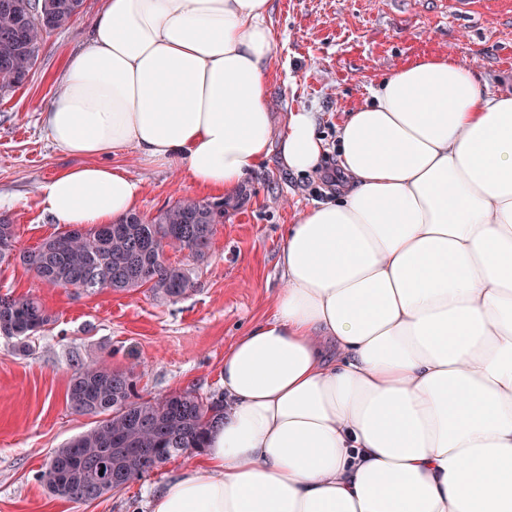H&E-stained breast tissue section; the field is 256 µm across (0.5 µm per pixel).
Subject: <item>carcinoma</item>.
Here are the masks:
<instances>
[{"mask_svg":"<svg viewBox=\"0 0 512 512\" xmlns=\"http://www.w3.org/2000/svg\"><path fill=\"white\" fill-rule=\"evenodd\" d=\"M85 0H0V92L20 87L35 65L45 36L68 25ZM224 203L184 199L152 218L127 214L100 227L69 228L32 249L17 248L14 224L0 216V264L20 262L43 282L95 294L144 286L175 302L194 287L190 272L169 262L167 251L201 258ZM50 321L32 296H0V335L23 340ZM77 414L96 424L54 451L41 474L48 491L93 501L113 490L106 476L125 486L186 451L198 453L224 418L223 400L205 402L191 392L161 399L134 396L133 369L116 370L103 360L78 365L67 394Z\"/></svg>","mask_w":512,"mask_h":512,"instance_id":"cac0c4a2","label":"carcinoma"}]
</instances>
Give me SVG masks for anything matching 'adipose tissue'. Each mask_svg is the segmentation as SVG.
<instances>
[{"label":"adipose tissue","instance_id":"adipose-tissue-1","mask_svg":"<svg viewBox=\"0 0 512 512\" xmlns=\"http://www.w3.org/2000/svg\"><path fill=\"white\" fill-rule=\"evenodd\" d=\"M270 0H103L41 122L82 158L64 228L133 212L111 156L235 193L271 152L347 185L288 225L273 312L224 352V420L150 512H512V94L457 59L383 79L327 142L272 138Z\"/></svg>","mask_w":512,"mask_h":512}]
</instances>
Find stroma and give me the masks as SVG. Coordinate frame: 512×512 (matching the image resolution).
<instances>
[{"label": "stroma", "mask_w": 512, "mask_h": 512, "mask_svg": "<svg viewBox=\"0 0 512 512\" xmlns=\"http://www.w3.org/2000/svg\"><path fill=\"white\" fill-rule=\"evenodd\" d=\"M102 6L86 0L76 19L47 36L28 80L0 95V214L11 220L19 248L59 231L42 210L39 188L78 160L53 145L40 112ZM269 23L266 104L277 135L288 112L305 108L316 112L319 133L335 140L337 126L366 103L371 87L425 56L458 59L491 90L512 92V10L505 8L460 17L450 0H272ZM118 162L142 185L138 214L213 197L181 172L143 166L135 150ZM327 197L317 173H290L270 155L225 197L224 222L204 258L169 252L194 281L174 303L143 288L78 293L40 281L22 264L0 267V294L36 296L51 316L27 338L26 351L0 336V512H149L151 498L190 458L172 457L91 502L53 496L40 479L52 453L93 423L67 403L76 361L101 358L133 369L146 399L185 391L221 398L225 349L269 316L284 285L278 254L286 225Z\"/></svg>", "instance_id": "35a3bbf8"}]
</instances>
